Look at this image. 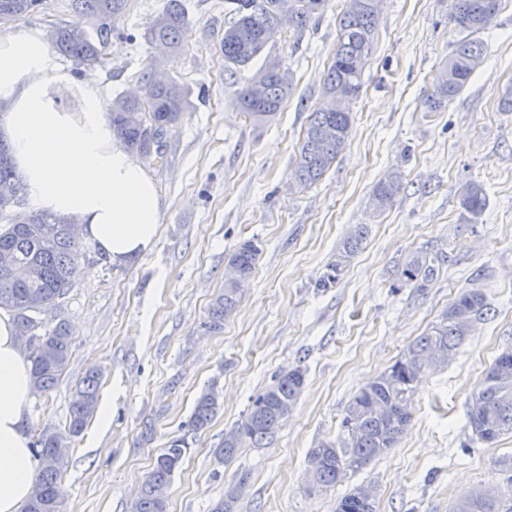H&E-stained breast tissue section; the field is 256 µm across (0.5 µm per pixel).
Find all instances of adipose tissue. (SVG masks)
Segmentation results:
<instances>
[{"mask_svg":"<svg viewBox=\"0 0 512 512\" xmlns=\"http://www.w3.org/2000/svg\"><path fill=\"white\" fill-rule=\"evenodd\" d=\"M76 100L77 109L64 106ZM0 129L38 211L76 214L80 236L113 264L153 250L162 212L149 171L112 131L93 74L58 68L47 34L17 25L0 35ZM31 361L0 311V512H22L34 486L27 416Z\"/></svg>","mask_w":512,"mask_h":512,"instance_id":"obj_1","label":"adipose tissue"}]
</instances>
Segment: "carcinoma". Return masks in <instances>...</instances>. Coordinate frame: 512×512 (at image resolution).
I'll return each mask as SVG.
<instances>
[{
  "mask_svg": "<svg viewBox=\"0 0 512 512\" xmlns=\"http://www.w3.org/2000/svg\"><path fill=\"white\" fill-rule=\"evenodd\" d=\"M127 0H72L76 21L59 26L50 33L56 47L78 66L102 62L108 38L103 26L92 37L86 26L92 20L114 21L121 16ZM256 0H225L231 20L224 25V68L246 71L260 59L268 45V33L276 23L277 9L288 6L292 27L304 28L324 12L328 0H268L258 7ZM502 0H452L449 20L466 37L461 39L442 68L436 89L425 100V111L436 112L457 96L468 84L483 60L485 46L477 38L485 29L483 19L490 11H500ZM41 0H0V13L25 17L40 6ZM379 11L365 7L364 0H347L340 19L339 44L326 79V92L339 91L348 101L358 98L362 88L360 59H369ZM189 19L182 0H166L162 11L148 30V40L166 46L171 53L182 50ZM151 67L140 76L144 96L118 95L106 103L112 131L129 152L143 156V128L156 127L159 140L181 122L190 107L188 93L178 81L163 84L151 80ZM293 91V77L282 80L272 62L265 60L247 78L237 100L242 111L257 121L269 120L279 112ZM351 127L350 108L336 110L331 101L311 112L303 141L295 159L296 175L306 185L317 181L335 162L346 146ZM402 189V178L393 173L379 183L372 199L380 211L389 207ZM25 188L11 155V144L0 135V217L20 203ZM460 206L466 222L475 224L487 206L482 184L472 182L461 196ZM71 216L52 213L21 212L0 225V309L13 313L19 337H30L40 345L31 354L34 393L41 395L54 387L69 364L71 332L58 313L59 300L75 286L83 246L70 230ZM364 231L360 228L344 243L320 280L319 287L337 284L344 269L359 249ZM259 248L252 241L241 243L229 256L228 263L241 280H249L255 269ZM438 256L418 251L397 268L396 278L404 286L423 289L435 278ZM24 267L28 274L12 275V268ZM241 292L226 282L212 300L208 327L219 330L224 317L237 305ZM484 289L463 288L439 322L410 343L395 362L362 386L347 406L336 439L319 441L309 458H321L315 475L322 491L364 469L375 459L396 447L412 421L414 387L430 369L441 368L470 335L473 323L487 310ZM305 384V371L296 367L278 375L274 383L258 394L251 409L224 435V457H232L244 442L259 448L271 440L296 404ZM99 402L97 372L90 371L73 395L69 409L68 435L79 436L96 413ZM219 394L210 387L195 401L188 430L196 434L206 429L217 415ZM468 426L480 441L492 444L512 432V350L501 352L490 365L479 388L473 392ZM59 437L41 435L34 443L37 461L35 486L41 489L38 500L31 499L24 512H63L60 478L67 467V453L57 452ZM187 451L184 438L175 439L162 449L131 503L130 512H167L166 488ZM370 484L353 486L336 500L335 512H376L377 496L363 493ZM240 487L227 491L213 512H237ZM472 512H512V494L486 489L469 494Z\"/></svg>",
  "mask_w": 512,
  "mask_h": 512,
  "instance_id": "obj_1",
  "label": "carcinoma"
}]
</instances>
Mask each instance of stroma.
<instances>
[{"instance_id":"obj_1","label":"stroma","mask_w":512,"mask_h":512,"mask_svg":"<svg viewBox=\"0 0 512 512\" xmlns=\"http://www.w3.org/2000/svg\"><path fill=\"white\" fill-rule=\"evenodd\" d=\"M166 0H127L95 66L104 100L139 91L154 56L147 32ZM190 27L164 68L193 104L150 165L163 220L155 248L126 264L102 261L85 242L77 283L62 299L72 331L70 363L55 387L34 396L31 438L66 434L69 403L89 369L100 372L108 427L90 422L66 441L64 512H129L168 442L190 449L168 488V512H210L247 476L239 512H334L354 485L376 487L377 512H452L462 494L497 486L512 461V433L492 445L467 426L469 399L503 349L512 348V0L481 32L484 59L440 111L423 107L462 34L450 0H380L373 52L351 106L344 150L322 178L301 188L295 156L307 119L324 101L345 0L302 30L287 29L267 51L293 74L280 112L255 122L240 112L243 75L224 69V0H184ZM400 172L403 190L374 214L376 185ZM481 183L488 207L476 224L460 196ZM368 235L335 287L318 285L350 231ZM258 241L254 274L222 330L207 326L224 286V263ZM445 262L425 292L400 286L394 271L416 251ZM483 288L489 310L447 366L428 372L412 400L400 443L326 491L309 488L308 452L341 430L353 394L392 365L458 291ZM300 366L303 391L274 439L246 444L232 460L224 435L276 376ZM217 386L221 409L198 434L187 423L199 394Z\"/></svg>"}]
</instances>
